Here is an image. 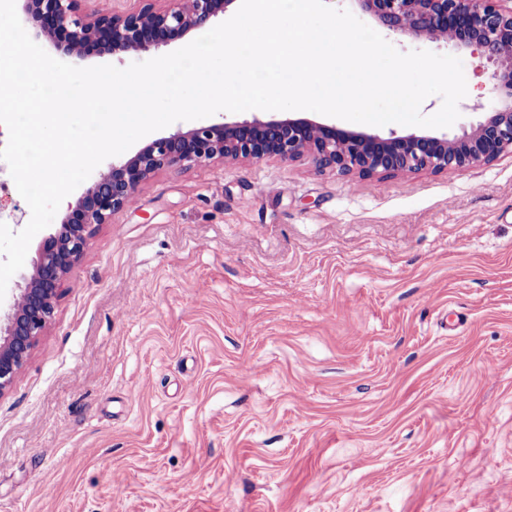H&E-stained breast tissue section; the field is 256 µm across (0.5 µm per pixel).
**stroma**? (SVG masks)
<instances>
[{
    "mask_svg": "<svg viewBox=\"0 0 512 512\" xmlns=\"http://www.w3.org/2000/svg\"><path fill=\"white\" fill-rule=\"evenodd\" d=\"M381 35L461 60L446 135L482 119L484 58ZM0 512H512V154L156 172L0 396Z\"/></svg>",
    "mask_w": 512,
    "mask_h": 512,
    "instance_id": "35a3bbf8",
    "label": "stroma"
}]
</instances>
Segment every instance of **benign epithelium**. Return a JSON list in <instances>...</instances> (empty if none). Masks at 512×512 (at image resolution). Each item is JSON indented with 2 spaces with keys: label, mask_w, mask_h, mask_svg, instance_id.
I'll use <instances>...</instances> for the list:
<instances>
[{
  "label": "benign epithelium",
  "mask_w": 512,
  "mask_h": 512,
  "mask_svg": "<svg viewBox=\"0 0 512 512\" xmlns=\"http://www.w3.org/2000/svg\"><path fill=\"white\" fill-rule=\"evenodd\" d=\"M87 0H25L24 22L72 56L91 52L144 54L204 28L234 0H132L123 12L88 11ZM388 30L439 39L480 52L496 66L497 101L460 135H388L347 130L307 118L214 123L158 138L112 164L68 204L62 224L41 242L33 273L0 333V396L12 385L50 323L61 286L80 261L94 226L134 201L155 172L226 160L290 161L308 155L321 170L395 176L430 169L457 170L489 163L512 151V0H355Z\"/></svg>",
  "instance_id": "1"
}]
</instances>
